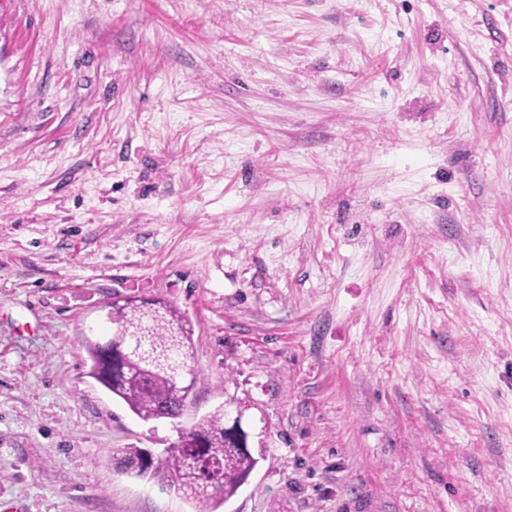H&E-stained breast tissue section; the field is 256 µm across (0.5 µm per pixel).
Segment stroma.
<instances>
[{
  "label": "stroma",
  "mask_w": 512,
  "mask_h": 512,
  "mask_svg": "<svg viewBox=\"0 0 512 512\" xmlns=\"http://www.w3.org/2000/svg\"><path fill=\"white\" fill-rule=\"evenodd\" d=\"M123 297L178 419L88 375ZM230 399L217 512H512V0H0V503L195 512L122 451ZM122 302L112 306L114 332L106 343L82 338L88 374L144 421L177 418L198 376L190 320L158 300ZM126 332L143 336H117ZM117 338L123 342L112 350Z\"/></svg>",
  "instance_id": "35a3bbf8"
}]
</instances>
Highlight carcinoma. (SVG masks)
Listing matches in <instances>:
<instances>
[{
    "mask_svg": "<svg viewBox=\"0 0 512 512\" xmlns=\"http://www.w3.org/2000/svg\"><path fill=\"white\" fill-rule=\"evenodd\" d=\"M109 322L114 325L111 340L82 338L89 376L144 421L178 417L198 376L189 318L165 302L125 299L112 306ZM230 408L218 406L188 431V440L167 451L162 476L195 504L196 512H216L262 460L249 448V435H230ZM122 454L127 471L147 473L144 450L124 448ZM209 462L220 468L218 490L206 470Z\"/></svg>",
    "mask_w": 512,
    "mask_h": 512,
    "instance_id": "obj_1",
    "label": "carcinoma"
}]
</instances>
